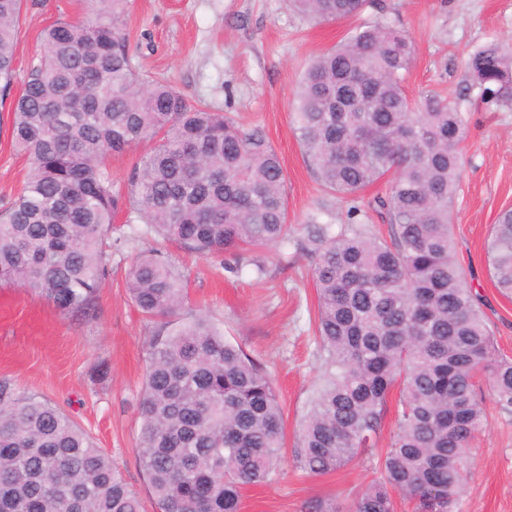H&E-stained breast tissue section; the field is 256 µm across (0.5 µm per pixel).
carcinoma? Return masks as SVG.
<instances>
[{
  "instance_id": "cac0c4a2",
  "label": "carcinoma",
  "mask_w": 512,
  "mask_h": 512,
  "mask_svg": "<svg viewBox=\"0 0 512 512\" xmlns=\"http://www.w3.org/2000/svg\"><path fill=\"white\" fill-rule=\"evenodd\" d=\"M92 16L59 20L11 104V141L30 176L0 210V280L62 311L90 309L108 274L121 208L201 259L295 243L311 257L320 383L301 423L299 468L324 475L374 450L373 477L354 512H455L465 450L482 430L480 382L512 412V359L499 354L453 242L465 113L403 85L414 48L382 21L359 25L304 72L293 121L325 192L349 199L347 223L323 202L291 236L286 176L258 128L190 103L130 62L127 0H94ZM369 0H293L321 21L356 18ZM23 0H0V92L15 75ZM466 96L512 109V54L495 43L468 60ZM151 143L128 191L105 160ZM389 191L361 193L382 180ZM387 224L384 236L368 211ZM490 278L512 298V209L486 245ZM151 325L138 455L159 512H241L244 490L274 481L284 417L272 379L209 316L186 306L178 270L156 256L128 274ZM390 441L379 447L393 392ZM0 512H143L112 460L48 401L0 383Z\"/></svg>"
}]
</instances>
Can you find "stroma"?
<instances>
[{
    "mask_svg": "<svg viewBox=\"0 0 512 512\" xmlns=\"http://www.w3.org/2000/svg\"><path fill=\"white\" fill-rule=\"evenodd\" d=\"M94 0H24L16 30V77L0 98V209L9 205L29 167L10 137L11 103L21 94L40 33L57 21L91 16ZM380 19L404 32L415 48L406 76L410 97L433 90L468 114L460 144L462 184L455 201V249L469 287L501 352L512 356V299L489 278L485 243L499 213L512 208V110L470 106L467 61L477 48L512 47V0H374L358 19L315 22L289 0H130L125 20L128 53L141 74L164 76L187 100L208 104L245 128H263L287 178L290 224H301L322 201L336 222L347 203L327 199L315 181L292 126L294 93L317 55L346 38L360 21ZM119 244L91 312H63L16 284L0 283V382L41 396L63 409L112 459L143 503L158 512L139 463L138 402L149 330L126 287L138 256L159 251L187 282L191 306L211 316L225 337L273 376L291 446L319 371L309 330L315 290L308 259L292 246L262 250L269 269L231 274L224 256L200 260L173 242L135 236L126 212L115 218ZM487 422L466 450V481L459 512H512V414L480 388ZM277 480L247 488L242 512H306L316 500L350 512L371 479V462L357 457L337 472L310 476L289 449Z\"/></svg>",
    "mask_w": 512,
    "mask_h": 512,
    "instance_id": "stroma-1",
    "label": "stroma"
}]
</instances>
